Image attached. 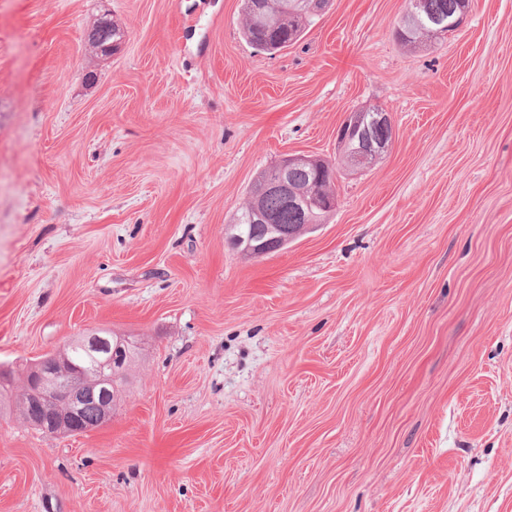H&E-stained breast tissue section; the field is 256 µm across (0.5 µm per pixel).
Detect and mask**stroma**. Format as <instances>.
<instances>
[{"label": "stroma", "instance_id": "35a3bbf8", "mask_svg": "<svg viewBox=\"0 0 512 512\" xmlns=\"http://www.w3.org/2000/svg\"><path fill=\"white\" fill-rule=\"evenodd\" d=\"M407 6L330 0L271 56L242 0H0V367L137 346L100 426L0 416V512H512V0L416 47ZM372 106L395 137L326 224L229 243ZM313 162H315L314 158L304 155L288 156L275 169L272 167L260 175L250 188V200L236 213L233 221L244 224L242 227L244 235L251 231L249 224L260 221L257 219L254 220V223H251V217L256 218L257 214H260L264 218V223L256 224L255 227L258 228V231L253 232L247 238L235 233L236 224L225 225V232L228 231L229 241L235 248L254 258H262L294 242L306 231L313 230L320 224H325L330 212L313 208L312 214H310L295 206L288 205V199L290 204L296 206L308 205L309 196L304 193L295 195H262L258 193V188L273 177L274 170L277 177L266 185L268 191L287 193L289 187L307 188L309 182L313 179L310 168L288 169V167L294 165L311 166Z\"/></svg>", "mask_w": 512, "mask_h": 512}]
</instances>
